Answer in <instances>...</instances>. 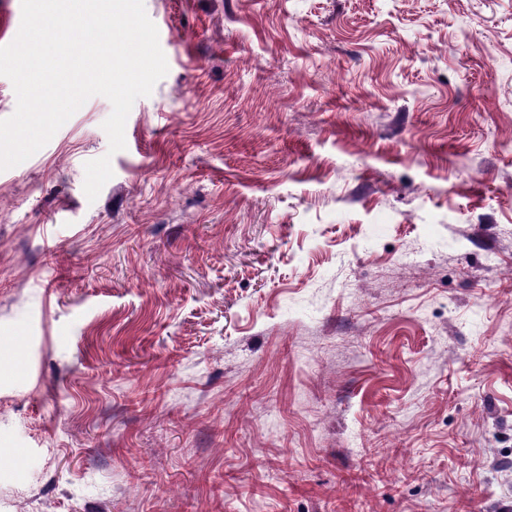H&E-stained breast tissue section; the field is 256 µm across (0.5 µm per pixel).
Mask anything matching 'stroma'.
I'll use <instances>...</instances> for the list:
<instances>
[{"label":"stroma","instance_id":"obj_1","mask_svg":"<svg viewBox=\"0 0 512 512\" xmlns=\"http://www.w3.org/2000/svg\"><path fill=\"white\" fill-rule=\"evenodd\" d=\"M144 8L0 171V512H512V0Z\"/></svg>","mask_w":512,"mask_h":512}]
</instances>
